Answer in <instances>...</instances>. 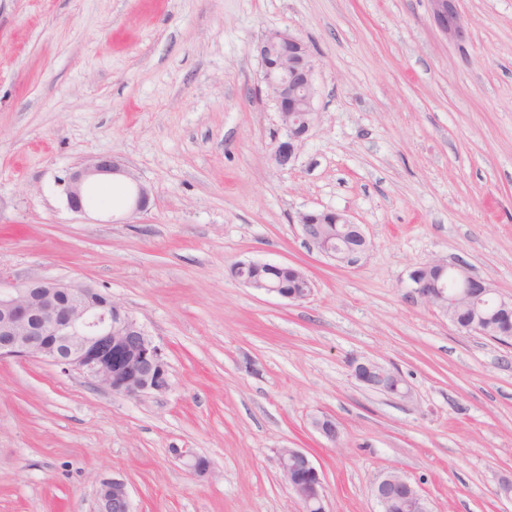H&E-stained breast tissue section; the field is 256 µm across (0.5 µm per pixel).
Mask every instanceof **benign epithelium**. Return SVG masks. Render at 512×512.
<instances>
[{"label": "benign epithelium", "instance_id": "obj_1", "mask_svg": "<svg viewBox=\"0 0 512 512\" xmlns=\"http://www.w3.org/2000/svg\"><path fill=\"white\" fill-rule=\"evenodd\" d=\"M432 12L443 32L463 35L464 26L454 10L453 0H432ZM259 52L267 96L275 103L284 129V136L276 142L272 157L278 166L286 167L295 161L301 143V139L292 134L298 113H304V123L308 126L315 120L312 99L316 57L301 35L287 29L265 34ZM116 177L128 182L131 211H145L149 203L148 189L123 163L107 155L69 171L63 180L68 209L85 213L92 187ZM336 223L343 225L353 245L334 248L318 218L310 212L299 216L300 232L308 247L339 264L354 265L368 250L367 237L361 226L344 213H336ZM254 264V260L240 261L232 267L231 273L249 288L289 301L306 300L312 295L311 278L293 266L290 270L307 284L298 292L290 293L270 283L248 281L245 269ZM435 264L452 273L459 283L456 291L447 292L422 278L416 269L410 272L409 279L414 293L440 312L447 313L462 298L477 304L486 295L496 297L500 309L512 308L511 295L499 293L488 281L471 275L464 265L443 259L435 260ZM10 358L36 359L61 366L83 375L112 395L126 399L164 393L170 388L169 365L162 348L130 309L111 294L75 281L33 278L16 282L5 274L0 275V360ZM353 374L370 389L389 394L391 386L395 385L399 387L398 395L407 394L400 376L376 361L354 364ZM311 425L329 442L338 441L340 429L333 417L315 415ZM176 454L194 474L203 475L209 470L208 461L191 448H180ZM277 463L303 510L325 512L323 476L309 453L301 448H280ZM372 495L379 512H391L404 496L411 499L415 512H431L418 489L397 472H389L377 480ZM96 503L95 512H131L125 480L98 479Z\"/></svg>", "mask_w": 512, "mask_h": 512}]
</instances>
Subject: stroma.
Returning a JSON list of instances; mask_svg holds the SVG:
<instances>
[{"mask_svg": "<svg viewBox=\"0 0 512 512\" xmlns=\"http://www.w3.org/2000/svg\"><path fill=\"white\" fill-rule=\"evenodd\" d=\"M456 6L462 41L429 0H0V271L111 293L170 379L128 400L0 361V512H92L112 476L132 512H303L283 447L321 469L326 512H378L390 471L431 512H512V344L458 330L408 279L447 259L512 295V0ZM277 29L318 63L317 120L285 168L257 51ZM101 155L148 188L146 211L120 179L67 208L58 178ZM310 210L361 225L357 265L308 249ZM249 259L302 268L312 296L242 286ZM367 359L407 395L359 383ZM366 367L369 372L371 370L378 369L381 371V373L377 377L369 378V376L361 377L358 376V367ZM353 374L360 383L367 386L370 389L391 394V386L395 384L398 396H405L407 394V390L404 388V382L400 378V376L392 371L391 369L387 368L386 366L380 364L379 362L372 361V360H365L362 362H357L353 366ZM398 387L401 389L398 390Z\"/></svg>", "mask_w": 512, "mask_h": 512, "instance_id": "obj_1", "label": "stroma"}]
</instances>
